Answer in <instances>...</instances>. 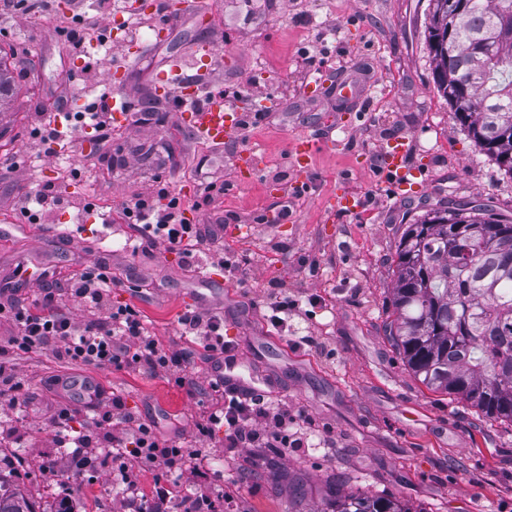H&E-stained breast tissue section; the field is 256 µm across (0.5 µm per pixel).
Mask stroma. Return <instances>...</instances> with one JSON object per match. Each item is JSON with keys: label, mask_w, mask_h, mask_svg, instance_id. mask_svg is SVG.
<instances>
[{"label": "stroma", "mask_w": 512, "mask_h": 512, "mask_svg": "<svg viewBox=\"0 0 512 512\" xmlns=\"http://www.w3.org/2000/svg\"><path fill=\"white\" fill-rule=\"evenodd\" d=\"M57 13L21 18L0 30V52L19 90L0 105V281L24 265L37 279L53 261L66 281L94 262L106 261L122 285L112 301L144 315L163 347H182L179 318L200 293L224 301V338L236 343L254 374L276 376L275 397L293 414L330 436V448H222L221 436L202 440L198 477L160 474L143 466L149 485L164 478L190 491L227 496L224 512H326L333 484L395 497L415 512H512V426L476 412L445 393L428 390L406 367L385 334L391 318L396 251L406 224L437 202L476 201L512 218V176L476 149L457 125L433 82L427 48L428 0H200L183 12L163 40L150 28H116L124 10L106 17L99 65L85 73L86 50L72 49L59 27L74 10L96 0H56ZM208 44L224 59L211 80L253 116L234 140L233 154L200 142L158 101L154 78L169 60ZM124 73L120 84L111 70ZM356 85L359 103L336 98L340 82ZM124 98L145 123L113 124L108 139L87 134L95 176L70 183L67 168L27 152L42 113L64 102L77 111L99 93ZM335 139L299 180L290 153L300 135ZM404 138L416 172L408 196L395 197L374 177L382 148ZM253 151L261 164L241 176L237 157ZM223 181V191L201 194L197 164ZM160 176L183 198L190 223L218 226L233 264L248 271L245 283L224 271H184L164 248L133 250L125 226L104 238L99 212L73 219L64 210L32 224L17 206L16 184L53 181L119 207ZM363 197L361 212L331 210L336 194ZM290 201L281 224L254 218ZM288 298L287 327L266 318L270 284ZM0 363L21 385L23 448L0 447L9 480L53 512L68 502L74 512H120V490L103 493L111 468L96 480L36 479L42 461L62 457L47 425L49 407L84 409L60 381L91 383L109 410L120 397L127 412L151 420L167 443L190 435L202 409L174 379L132 363L95 367L58 361L51 352L8 353ZM304 496H297L296 484Z\"/></svg>", "instance_id": "stroma-1"}]
</instances>
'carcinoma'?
<instances>
[{
  "mask_svg": "<svg viewBox=\"0 0 512 512\" xmlns=\"http://www.w3.org/2000/svg\"><path fill=\"white\" fill-rule=\"evenodd\" d=\"M429 0L428 45L436 89L451 73L467 93L453 113L474 146L512 175V0ZM455 14L448 41L438 27ZM14 78L0 62V102ZM386 336L428 389L512 423V220L484 206L448 202L407 225L397 248ZM330 512H412L370 491L330 490ZM0 512H37L0 473Z\"/></svg>",
  "mask_w": 512,
  "mask_h": 512,
  "instance_id": "1",
  "label": "carcinoma"
}]
</instances>
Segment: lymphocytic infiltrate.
Listing matches in <instances>:
<instances>
[{
    "instance_id": "f902f5d3",
    "label": "lymphocytic infiltrate",
    "mask_w": 512,
    "mask_h": 512,
    "mask_svg": "<svg viewBox=\"0 0 512 512\" xmlns=\"http://www.w3.org/2000/svg\"><path fill=\"white\" fill-rule=\"evenodd\" d=\"M109 110L107 97L102 94L85 112L63 117L59 122L45 120L33 133L39 146L38 158L77 152L86 130L107 132ZM20 203L22 214L32 224L40 223L46 214L58 209H93L82 195L64 194L52 182L30 187ZM118 214L123 223L137 228L147 247L162 246L178 252L184 270L221 268L235 276L242 273L241 268L229 262L208 225L187 220L182 199L169 184L155 182L149 192L124 200ZM117 285L108 265L98 262L71 276L67 286H59L53 279L44 280L39 297L32 303L18 299L1 303L0 318L11 321L16 329L10 340L12 350H48L57 359L95 366H117L129 355L141 369L173 376L189 394H198L190 375L193 351L160 347L138 310L128 304H113L112 290ZM63 296L82 305V320H73L60 311L58 300ZM179 324L183 335L195 337L216 361H223L232 347L224 338V319L219 315L189 310L180 317ZM207 393L216 397V408L194 420L193 442L174 446L162 445L155 425L135 420L117 397L112 400L111 410L92 416L87 422H77L74 410L58 409L48 423L57 446L66 449L67 454L60 460L47 459L42 468L48 473L62 468L90 472L99 467L103 449L110 448L121 482L131 484L138 482L139 467L145 463L161 471L192 469V461L198 456L194 441L217 429L223 430L228 448H304L313 436L311 427L299 424L284 400L240 395L225 390L223 382L214 378L209 381Z\"/></svg>"
}]
</instances>
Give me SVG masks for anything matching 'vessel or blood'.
Segmentation results:
<instances>
[{
  "label": "vessel or blood",
  "instance_id": "obj_1",
  "mask_svg": "<svg viewBox=\"0 0 512 512\" xmlns=\"http://www.w3.org/2000/svg\"><path fill=\"white\" fill-rule=\"evenodd\" d=\"M152 12L157 17L153 29L155 38H162L170 27L178 22L180 11L174 10L169 0H154ZM183 61L172 58L169 67L160 71L156 80L168 98L178 99V115L192 129L195 136L208 144L220 147L224 142L234 138L241 127V114L230 107L221 95L213 98L203 106H194L197 86L194 80L182 73ZM329 139L302 136L291 143V155L298 170H307L314 157L332 147ZM409 148L406 140L391 141L380 154L383 173L388 176L390 188L394 193H401L409 183L411 170L408 166Z\"/></svg>",
  "mask_w": 512,
  "mask_h": 512
}]
</instances>
